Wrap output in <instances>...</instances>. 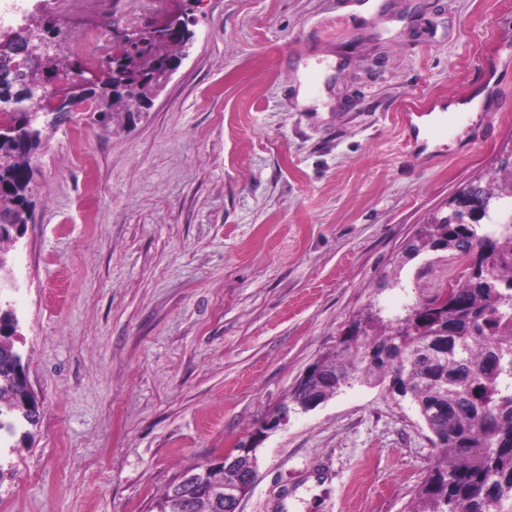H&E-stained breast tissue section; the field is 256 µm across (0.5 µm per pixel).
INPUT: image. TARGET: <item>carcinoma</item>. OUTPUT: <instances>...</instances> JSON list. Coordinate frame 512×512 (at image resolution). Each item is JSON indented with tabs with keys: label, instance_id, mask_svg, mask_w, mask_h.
Here are the masks:
<instances>
[{
	"label": "carcinoma",
	"instance_id": "cac0c4a2",
	"mask_svg": "<svg viewBox=\"0 0 512 512\" xmlns=\"http://www.w3.org/2000/svg\"><path fill=\"white\" fill-rule=\"evenodd\" d=\"M173 43L147 41L128 55L125 75L134 83L158 71L171 57ZM0 64V98L19 91L20 74ZM96 112L109 122L134 121L142 106L139 94L112 97L104 86L92 98ZM0 151L11 160L0 166V209L14 222L30 220L25 172L30 159ZM474 202L501 210V222L491 229L481 224H454L438 211L426 233L407 246L414 256L441 246L476 262L478 274L463 273L442 290L446 299L422 316V328L384 319L369 311L338 339L336 349L313 365L305 382L294 388L285 409L305 408L325 401L355 380L381 383L401 398L409 397L433 435L441 454L416 491L408 512H512V169L503 181L491 176L486 184L469 187ZM487 248L471 251L473 240ZM11 371L0 364V449L19 430L34 427L38 418L12 408ZM256 478V457L238 453V468L224 473V481ZM191 512H214L198 492H182Z\"/></svg>",
	"mask_w": 512,
	"mask_h": 512
}]
</instances>
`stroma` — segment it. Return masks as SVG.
<instances>
[{
    "instance_id": "1",
    "label": "stroma",
    "mask_w": 512,
    "mask_h": 512,
    "mask_svg": "<svg viewBox=\"0 0 512 512\" xmlns=\"http://www.w3.org/2000/svg\"><path fill=\"white\" fill-rule=\"evenodd\" d=\"M366 2L155 0L129 25L137 0H71L76 31L177 17L192 39L136 124L81 113L90 166L69 116L33 160L0 299L43 411L0 450V512H151L181 471L248 442L353 319L460 276L453 254L406 246L512 148V0ZM3 14L57 31V0ZM478 95L429 145L402 120ZM431 438L410 401L351 382L268 433L241 512H406Z\"/></svg>"
}]
</instances>
